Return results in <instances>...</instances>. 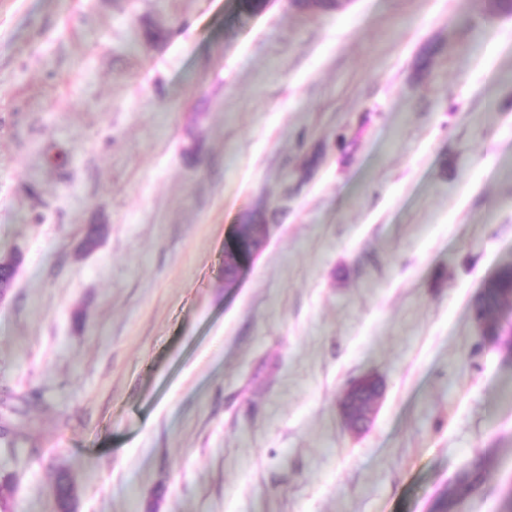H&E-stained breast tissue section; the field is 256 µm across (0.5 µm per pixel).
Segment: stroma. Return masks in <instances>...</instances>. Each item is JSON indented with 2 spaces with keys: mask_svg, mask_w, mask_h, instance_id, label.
<instances>
[{
  "mask_svg": "<svg viewBox=\"0 0 512 512\" xmlns=\"http://www.w3.org/2000/svg\"><path fill=\"white\" fill-rule=\"evenodd\" d=\"M14 259L0 512H57L61 470L74 512H512V303L475 314L512 264L489 0H0ZM250 224H253L251 220H244L242 224H239L224 249L230 257L234 256L240 262L259 247V242L255 239L253 227ZM256 251L249 260L238 264V273L245 263L254 258ZM376 377L372 375H365L362 376L355 381H353L348 388L346 389L344 396H343V409L346 419L350 424L353 426H357L358 424L362 423L367 417L370 418V416L373 414L376 406V399L378 396V392L373 396V398L370 400V392L371 389H364L361 392L360 395V401L362 403L369 402L362 406V407H352L351 401H352V395L353 393L358 390L360 387L372 383Z\"/></svg>",
  "mask_w": 512,
  "mask_h": 512,
  "instance_id": "stroma-1",
  "label": "stroma"
}]
</instances>
